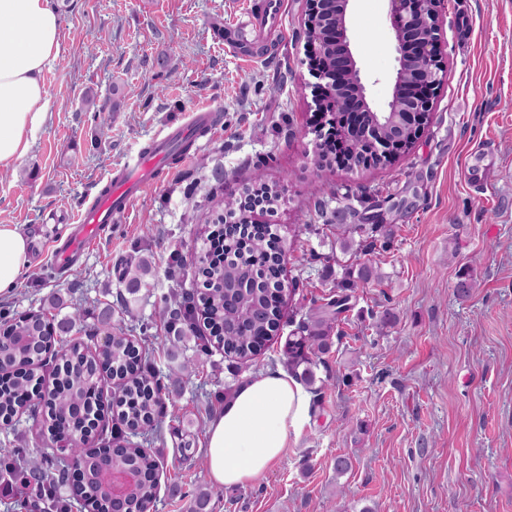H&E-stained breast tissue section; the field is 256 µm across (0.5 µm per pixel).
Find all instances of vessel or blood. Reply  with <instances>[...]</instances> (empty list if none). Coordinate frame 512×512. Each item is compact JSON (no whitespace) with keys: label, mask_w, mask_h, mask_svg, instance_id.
Segmentation results:
<instances>
[{"label":"vessel or blood","mask_w":512,"mask_h":512,"mask_svg":"<svg viewBox=\"0 0 512 512\" xmlns=\"http://www.w3.org/2000/svg\"><path fill=\"white\" fill-rule=\"evenodd\" d=\"M284 7V0H265L262 10H244L242 18L235 22L239 41L248 42L252 32L270 24H280ZM187 134V129H178L173 135L157 141L153 152L139 153L137 158L124 168L121 176L111 182L107 192L94 197L75 217L80 231L71 240L70 250H82L93 233L110 224L113 217L129 211L141 187L153 181L158 171L163 168L174 141L186 137Z\"/></svg>","instance_id":"b4317fda"}]
</instances>
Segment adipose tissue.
Returning a JSON list of instances; mask_svg holds the SVG:
<instances>
[{
	"label": "adipose tissue",
	"mask_w": 512,
	"mask_h": 512,
	"mask_svg": "<svg viewBox=\"0 0 512 512\" xmlns=\"http://www.w3.org/2000/svg\"><path fill=\"white\" fill-rule=\"evenodd\" d=\"M62 24L55 0H0V169L26 157L52 117L44 74L58 57ZM31 261L28 238L0 224V300ZM309 419V393L283 369L244 378L208 423L211 480L233 488L263 477Z\"/></svg>",
	"instance_id": "1"
}]
</instances>
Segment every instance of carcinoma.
<instances>
[{"label":"carcinoma","instance_id":"carcinoma-1","mask_svg":"<svg viewBox=\"0 0 512 512\" xmlns=\"http://www.w3.org/2000/svg\"><path fill=\"white\" fill-rule=\"evenodd\" d=\"M346 121L355 126L353 138L366 146L369 145L368 139L388 135L387 129L377 125L370 115L348 117ZM244 191L260 197L269 209L279 205L281 199L279 191L260 176L245 184ZM212 255L213 251H205L199 256V266L196 268V274L207 283V319L222 331L227 322H233L236 331L217 336L215 340L224 343V354L249 360L259 355L265 343L278 335L281 328L282 311L269 300V288H276L280 284L281 258L266 253L265 240L261 236L226 239L222 260H214ZM245 262L249 263L250 272L259 281L260 287L243 296L235 317L229 320L224 316L223 282L240 276ZM372 273V267L365 265L356 278L343 281L336 295L311 309L299 324L297 333L288 338V368L295 379L307 388H313L316 383L314 367L331 347V332L336 322L348 311L356 289ZM145 274L146 268L127 264L121 279L128 282L130 291L135 292L145 285L142 280ZM171 299L172 302L166 307L170 335L165 337V341L176 348L183 341L185 331L193 330L192 294H174ZM42 316L59 328L68 343L71 339L67 335L81 320L79 316L59 320L45 312ZM101 334L111 337L110 345L98 356L88 358L79 373L72 372L64 361L56 360L55 345L48 341H41L36 351L27 346L13 347L12 361L16 372L0 381V423L5 426L10 425L11 420L21 412L19 395L40 378L39 370L48 364L52 366L54 400L49 405L36 403L28 407L29 415L34 418L43 413L52 420H71L76 396L100 381L104 374L122 384L120 399L112 413L115 423L112 425L111 440L98 446L74 447L63 460L46 451L32 455L27 448H0V471L24 485L38 489V494L21 503V507L28 512H72L80 489L73 488L72 495L66 498L60 496L58 490L66 485V475L82 458L96 454L106 455L118 465L137 463L143 480L134 494L135 507L138 510L147 509L156 502L158 483L152 470L156 461L148 452L124 439V433L139 429L145 439L161 438L166 385L146 349L133 340L124 327L112 323L111 317L85 331V335L91 338Z\"/></svg>","mask_w":512,"mask_h":512}]
</instances>
